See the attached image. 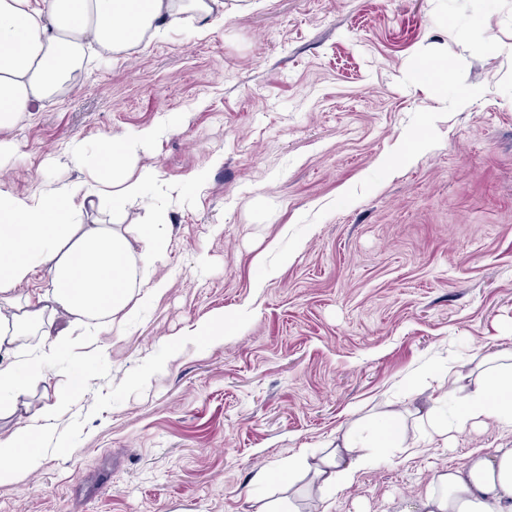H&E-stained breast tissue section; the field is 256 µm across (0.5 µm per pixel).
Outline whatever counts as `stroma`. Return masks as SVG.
Returning a JSON list of instances; mask_svg holds the SVG:
<instances>
[{
  "instance_id": "1",
  "label": "stroma",
  "mask_w": 512,
  "mask_h": 512,
  "mask_svg": "<svg viewBox=\"0 0 512 512\" xmlns=\"http://www.w3.org/2000/svg\"><path fill=\"white\" fill-rule=\"evenodd\" d=\"M424 53L452 60L443 82L416 79ZM89 56L0 131V188L62 187L83 177L71 138L157 127V178L122 221L166 216L168 287L47 368L32 409L74 404L0 512H414L442 469L512 448L495 421L444 441L417 414L512 353V0H253ZM217 314L223 342L193 336ZM390 410L417 446L319 488L306 460ZM288 465L292 487L257 479Z\"/></svg>"
}]
</instances>
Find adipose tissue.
I'll list each match as a JSON object with an SVG mask.
<instances>
[{
	"instance_id": "ef3b65f1",
	"label": "adipose tissue",
	"mask_w": 512,
	"mask_h": 512,
	"mask_svg": "<svg viewBox=\"0 0 512 512\" xmlns=\"http://www.w3.org/2000/svg\"><path fill=\"white\" fill-rule=\"evenodd\" d=\"M250 6V0H0V130L11 129L68 86L82 70L89 45L119 55L166 36L181 22L203 30L213 19ZM156 133L147 127L112 134L92 153L72 139L67 159L87 179L38 195L0 189V413L24 406L57 349L76 345L102 324L124 327L138 307L165 290L164 281L152 278L169 246L163 220L137 225L133 240L112 225L83 221L93 199L110 200L117 217L129 200L142 196L156 171L140 164L139 152ZM40 271L49 288L21 297L19 285ZM31 334L45 343L35 355L19 348ZM475 382L467 393L449 379L433 399L423 419L435 433L473 430L487 417L512 428V354L486 357ZM70 406V397L58 398L0 438V485L16 483L39 466L41 442ZM412 444L398 424L358 423L315 461L314 471L324 485L338 488L370 464L369 449ZM422 512H512V448L477 454L465 466L440 473Z\"/></svg>"
}]
</instances>
